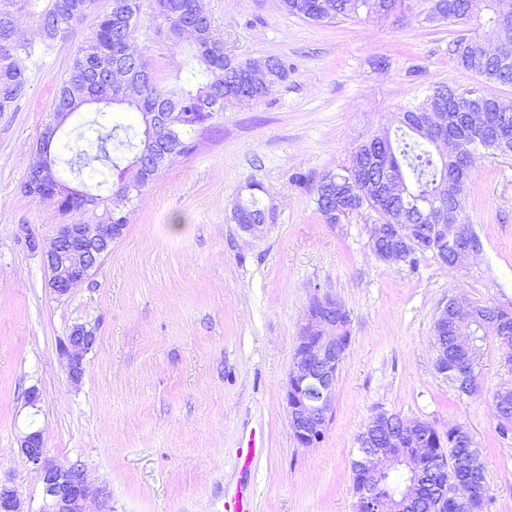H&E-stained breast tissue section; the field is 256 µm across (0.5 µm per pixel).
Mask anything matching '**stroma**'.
Listing matches in <instances>:
<instances>
[{
  "instance_id": "stroma-1",
  "label": "stroma",
  "mask_w": 512,
  "mask_h": 512,
  "mask_svg": "<svg viewBox=\"0 0 512 512\" xmlns=\"http://www.w3.org/2000/svg\"><path fill=\"white\" fill-rule=\"evenodd\" d=\"M241 59L278 56L285 81L256 104L226 108L130 207L123 236L85 282L55 295L29 238L49 246L62 223L53 201L23 190L57 86L95 21L42 55L14 111L0 112V486L19 512H40V475L19 453L41 431L52 464H84L85 512H224L241 477L237 450L251 430L265 452L250 477L254 512H354L350 460L378 412L466 426L483 448L495 495L486 512H512V436L501 438L493 392L512 368L488 337L475 394L438 374L432 328L448 295L512 303V154L477 150L465 189L466 223L483 241L469 266L432 255L415 264L377 258L380 220L369 209L326 223L315 187L355 149L395 129L402 108L435 83L485 86L448 44L457 23L428 24L419 9L387 18L314 24L279 0H201ZM132 46L164 85L177 86L186 47L143 7ZM261 187L270 217L252 235L231 221L237 197ZM349 314L325 438L295 439L284 401L292 356L314 295ZM95 329L80 383L60 352L71 329ZM38 402L28 405L29 390Z\"/></svg>"
}]
</instances>
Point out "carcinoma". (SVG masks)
Here are the masks:
<instances>
[{"mask_svg": "<svg viewBox=\"0 0 512 512\" xmlns=\"http://www.w3.org/2000/svg\"><path fill=\"white\" fill-rule=\"evenodd\" d=\"M88 0H0V112L13 111L16 103L25 95L29 75L28 70L35 65L41 55L58 42H65L74 27L84 19ZM154 17L162 20L167 28V37L173 46L188 41L189 59L186 61L185 82L191 88H168L159 85L154 73L149 71L141 53L132 49L131 40L136 29L137 17L141 11V0H110L109 10L98 16L96 26L84 44L74 53L67 74L58 84L53 111H58L60 102L70 96L76 97L73 112L82 107L85 89L84 82L89 70H112V60L125 58L132 62L142 60L143 70L149 78L142 84V91L117 102V105L139 115L142 126L133 124H112L106 111L96 110L95 139H85L79 132L74 139L75 152L66 160L70 171L81 174L94 162H109L113 169L120 170L119 180L113 185L116 194L124 187L131 175L136 159L148 149L146 140L147 123L154 112H171L173 117L168 130V141L174 156L178 157L191 149L188 142L192 133L208 127L215 114L224 107H245L260 101L268 86L288 77V65L282 58L270 57L271 65L266 75V86L258 87L245 94L238 90L240 77L245 72L247 61L238 59L224 51V40L217 33L214 24L198 30L189 0H150ZM426 7L421 10L427 23L445 21L438 0H424ZM283 12L302 20L323 23L338 17H348L363 10L366 15L387 18L397 10L411 8L410 0H280ZM454 9L457 22L467 24L480 12L487 11L489 31H494L502 17L495 0H455ZM27 14L34 24L31 37H19L17 19ZM126 25V36L116 37L113 29ZM481 38L460 37L453 41L449 52L464 68L471 70L488 84L507 86L512 84V65L504 68L481 55ZM461 90L445 83L436 84L431 92L417 104H409L402 109L399 125L393 131L376 136V144L385 138L390 142L391 151L384 154L382 176L385 178H406L408 195L390 201H381L364 196L353 184L343 185L341 176L345 172L328 174L316 187V204L326 223H336V218L323 208L324 195L340 187H345V208L349 211L369 208L379 214L383 224H416L417 210L421 206L419 198L436 196L441 192L442 183L448 170L453 167L451 160L432 150L429 140L414 131L411 121L434 111L444 96L458 95ZM125 167H120L122 160ZM142 190H131L123 202L112 201L114 209L106 211L102 218L114 224L127 223V220L111 218V214L121 207L133 204L139 199ZM267 208L253 193L247 198H238L232 206V220L236 224H257L265 219ZM484 320L474 327L476 340L466 349L458 341L453 326L441 330L448 336V357L458 361H479L483 356V343L489 336H495L503 347L512 350V336L506 338L495 319L509 316L500 309L489 311V305L474 306ZM493 402L499 419L498 433L502 438L512 434V387L503 386L493 392ZM434 439L429 444L432 456L441 460V468L433 475V482L439 488H448V504L438 503L436 498L417 500L406 505L412 512H431L440 508L448 512H483L492 501L491 487L486 472H480L479 484L471 499L463 502L454 497V484L460 476L463 461L483 454V449L469 446L467 435L459 425L448 427L441 434L433 431ZM362 448L351 458L350 468L353 478V491H358L363 481L370 478L358 467ZM383 486L400 492L409 483V468L405 465L384 475L370 478Z\"/></svg>", "mask_w": 512, "mask_h": 512, "instance_id": "cac0c4a2", "label": "carcinoma"}]
</instances>
